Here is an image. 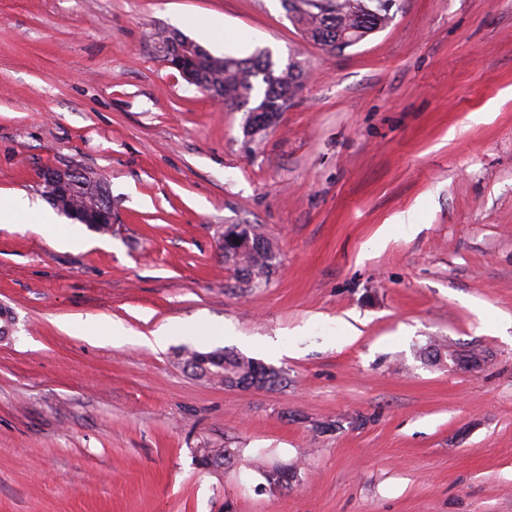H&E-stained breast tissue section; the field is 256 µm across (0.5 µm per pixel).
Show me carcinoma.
<instances>
[{"label":"carcinoma","mask_w":512,"mask_h":512,"mask_svg":"<svg viewBox=\"0 0 512 512\" xmlns=\"http://www.w3.org/2000/svg\"><path fill=\"white\" fill-rule=\"evenodd\" d=\"M294 17L302 26L304 34L314 42L325 35H335L359 23H365V29L372 33L385 27L389 22L388 7L385 0L371 10L366 0H294ZM185 66L199 71L207 86L215 89L220 97L239 105L245 110L243 128L254 121V113L263 109V105L288 106V95L296 79L302 72L295 71V64L283 69L276 68L269 52L260 50L249 58L232 56L209 59L207 53L196 55L185 62ZM255 106H250L251 102ZM241 242L228 245L230 250L240 251L241 266L238 267L242 278L256 286L267 281L275 267V256L271 253L255 254L245 248L244 241L261 236L256 226L242 225L239 231ZM184 363L196 375L209 380L222 381L226 377L265 378L268 385L282 382L279 373L269 371L264 364L239 354L227 351H198L185 348L182 351ZM199 460L208 468H220L235 460L236 450L232 448H200ZM267 483L279 486L282 478L296 477V470L286 465L276 466L263 472Z\"/></svg>","instance_id":"cac0c4a2"}]
</instances>
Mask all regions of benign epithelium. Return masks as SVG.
<instances>
[{
	"instance_id": "benign-epithelium-1",
	"label": "benign epithelium",
	"mask_w": 512,
	"mask_h": 512,
	"mask_svg": "<svg viewBox=\"0 0 512 512\" xmlns=\"http://www.w3.org/2000/svg\"><path fill=\"white\" fill-rule=\"evenodd\" d=\"M356 43V35L345 33L339 38L319 41L322 48L331 52L343 51ZM195 53L196 45L183 37L178 54L167 57L168 64L191 81L193 75L184 69L183 61ZM41 184L47 198L53 201L61 213L96 231L112 228V204L100 178L66 168H50L41 174Z\"/></svg>"
}]
</instances>
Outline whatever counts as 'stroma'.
<instances>
[{
  "label": "stroma",
  "instance_id": "obj_1",
  "mask_svg": "<svg viewBox=\"0 0 512 512\" xmlns=\"http://www.w3.org/2000/svg\"><path fill=\"white\" fill-rule=\"evenodd\" d=\"M390 13L329 52L284 0H0V192L42 199L70 168L114 214L86 249L0 228V512H512V0ZM200 17L224 22L213 55L303 70L255 140L165 61L160 32L198 39ZM409 210L418 230L375 245ZM233 224L275 255L259 287L224 262ZM76 316L238 338L93 344L60 329ZM187 344L283 381L200 378ZM204 445L240 456L208 469ZM276 464L299 465L290 487Z\"/></svg>",
  "mask_w": 512,
  "mask_h": 512
}]
</instances>
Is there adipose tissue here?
<instances>
[{"label":"adipose tissue","mask_w":512,"mask_h":512,"mask_svg":"<svg viewBox=\"0 0 512 512\" xmlns=\"http://www.w3.org/2000/svg\"><path fill=\"white\" fill-rule=\"evenodd\" d=\"M26 219L52 243L65 247L85 245L86 238L80 225L55 223L52 214L41 208L38 202L25 194L15 192L0 196V223L13 224L19 219ZM63 328L71 335L89 340L111 338L115 342L130 341L150 349L164 347L177 336H221L223 327L215 326L204 320L185 323H169L153 331L151 335H138L118 322L109 323L105 328H98L95 319L79 317L64 322Z\"/></svg>","instance_id":"adipose-tissue-1"}]
</instances>
